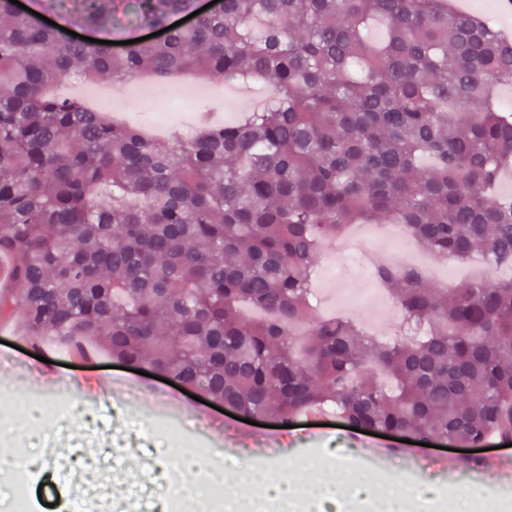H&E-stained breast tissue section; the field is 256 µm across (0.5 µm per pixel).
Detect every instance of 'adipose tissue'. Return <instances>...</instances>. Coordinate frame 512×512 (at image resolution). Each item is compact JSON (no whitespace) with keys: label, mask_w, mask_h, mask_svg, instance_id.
I'll list each match as a JSON object with an SVG mask.
<instances>
[{"label":"adipose tissue","mask_w":512,"mask_h":512,"mask_svg":"<svg viewBox=\"0 0 512 512\" xmlns=\"http://www.w3.org/2000/svg\"><path fill=\"white\" fill-rule=\"evenodd\" d=\"M237 477L262 486L267 497L276 501L279 512H297L296 503L301 499L308 503L309 512H341L338 496L331 485H315L299 492L290 482L274 480L253 464L238 466ZM349 488L352 498L373 500L377 512H411L414 504L437 499L443 494L442 487L430 479L414 484L400 481L394 489L384 492L372 478L359 476L351 481Z\"/></svg>","instance_id":"adipose-tissue-1"}]
</instances>
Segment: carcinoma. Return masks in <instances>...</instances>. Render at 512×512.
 I'll return each mask as SVG.
<instances>
[{"label":"carcinoma","mask_w":512,"mask_h":512,"mask_svg":"<svg viewBox=\"0 0 512 512\" xmlns=\"http://www.w3.org/2000/svg\"><path fill=\"white\" fill-rule=\"evenodd\" d=\"M96 26L115 0H80ZM188 0H124L161 27ZM386 29L383 41L368 27ZM182 72L269 102L192 138L146 136L58 94ZM512 40L448 0H222L115 49L0 0V320L94 347L252 418L333 407L349 426L483 448L512 439V277L440 286L379 264L392 335L316 312L322 250L398 224L440 261L512 269Z\"/></svg>","instance_id":"cac0c4a2"}]
</instances>
